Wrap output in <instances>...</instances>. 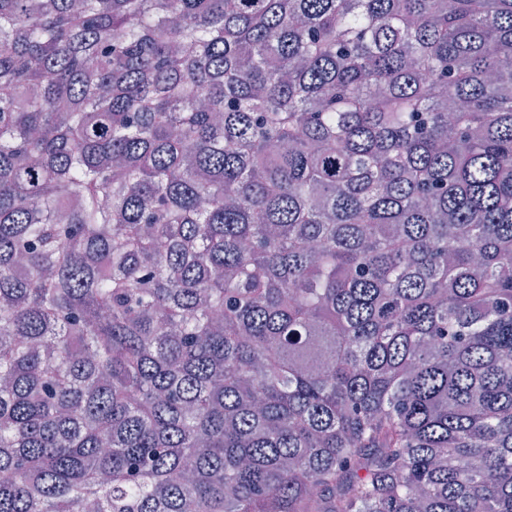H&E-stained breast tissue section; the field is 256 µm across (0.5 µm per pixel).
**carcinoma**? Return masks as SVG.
<instances>
[{"label":"carcinoma","mask_w":512,"mask_h":512,"mask_svg":"<svg viewBox=\"0 0 512 512\" xmlns=\"http://www.w3.org/2000/svg\"><path fill=\"white\" fill-rule=\"evenodd\" d=\"M0 512H512V0H0Z\"/></svg>","instance_id":"1"}]
</instances>
